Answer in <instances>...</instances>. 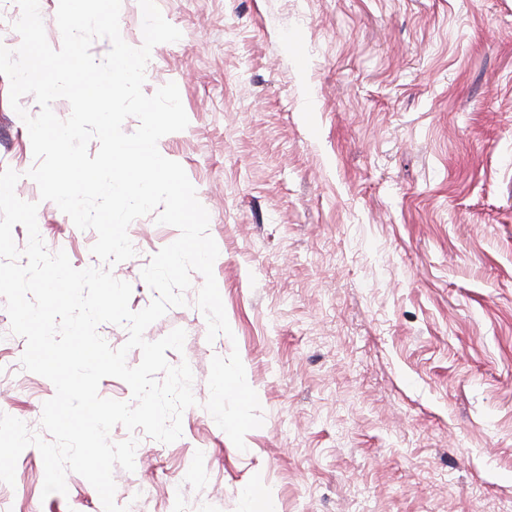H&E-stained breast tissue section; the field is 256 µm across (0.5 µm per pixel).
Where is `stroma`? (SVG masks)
<instances>
[{
	"label": "stroma",
	"mask_w": 512,
	"mask_h": 512,
	"mask_svg": "<svg viewBox=\"0 0 512 512\" xmlns=\"http://www.w3.org/2000/svg\"><path fill=\"white\" fill-rule=\"evenodd\" d=\"M179 41L145 94L176 83L187 128L160 153L210 215L232 336L207 341L192 273L176 328L196 406L165 444L138 434L115 501L140 512H512V0H156ZM26 125L0 75V170L38 205L49 252L99 266L94 230L39 198ZM113 265L130 307L179 231L128 227ZM0 297V413L41 432L56 389L17 367ZM238 350L263 425L238 450L205 409L213 356ZM36 447L0 512H103L68 473L43 495Z\"/></svg>",
	"instance_id": "35a3bbf8"
}]
</instances>
